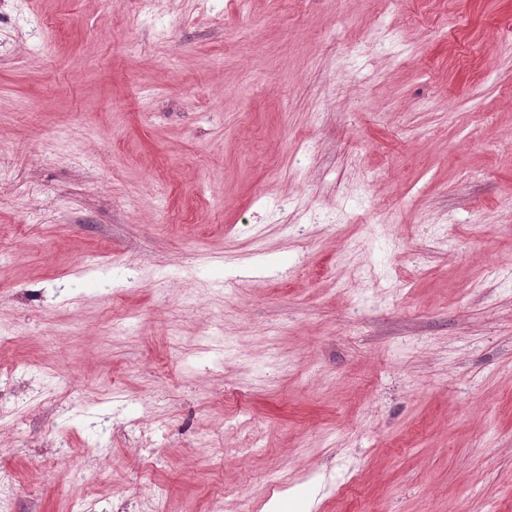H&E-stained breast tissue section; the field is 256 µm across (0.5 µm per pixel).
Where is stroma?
I'll return each mask as SVG.
<instances>
[{
	"label": "stroma",
	"instance_id": "35a3bbf8",
	"mask_svg": "<svg viewBox=\"0 0 512 512\" xmlns=\"http://www.w3.org/2000/svg\"><path fill=\"white\" fill-rule=\"evenodd\" d=\"M512 0H0L11 512H512Z\"/></svg>",
	"mask_w": 512,
	"mask_h": 512
}]
</instances>
